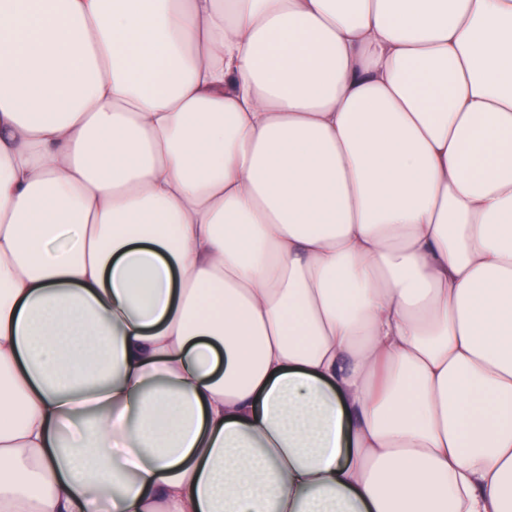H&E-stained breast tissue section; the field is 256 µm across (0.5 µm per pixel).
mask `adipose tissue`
Instances as JSON below:
<instances>
[{"label": "adipose tissue", "mask_w": 512, "mask_h": 512, "mask_svg": "<svg viewBox=\"0 0 512 512\" xmlns=\"http://www.w3.org/2000/svg\"><path fill=\"white\" fill-rule=\"evenodd\" d=\"M512 512V0H0V512Z\"/></svg>", "instance_id": "obj_1"}]
</instances>
